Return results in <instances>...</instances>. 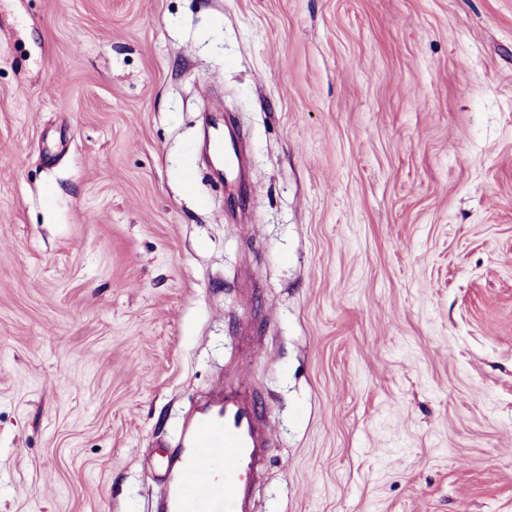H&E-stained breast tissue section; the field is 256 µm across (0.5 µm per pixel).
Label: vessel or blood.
Returning <instances> with one entry per match:
<instances>
[{
  "mask_svg": "<svg viewBox=\"0 0 512 512\" xmlns=\"http://www.w3.org/2000/svg\"><path fill=\"white\" fill-rule=\"evenodd\" d=\"M263 444L258 415L248 400L228 394L201 411L166 487L169 512H247L240 476L254 471Z\"/></svg>",
  "mask_w": 512,
  "mask_h": 512,
  "instance_id": "vessel-or-blood-1",
  "label": "vessel or blood"
}]
</instances>
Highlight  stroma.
I'll list each match as a JSON object with an SVG mask.
<instances>
[{
    "label": "stroma",
    "mask_w": 512,
    "mask_h": 512,
    "mask_svg": "<svg viewBox=\"0 0 512 512\" xmlns=\"http://www.w3.org/2000/svg\"><path fill=\"white\" fill-rule=\"evenodd\" d=\"M228 391L252 512H512V0H0V512Z\"/></svg>",
    "instance_id": "35a3bbf8"
}]
</instances>
